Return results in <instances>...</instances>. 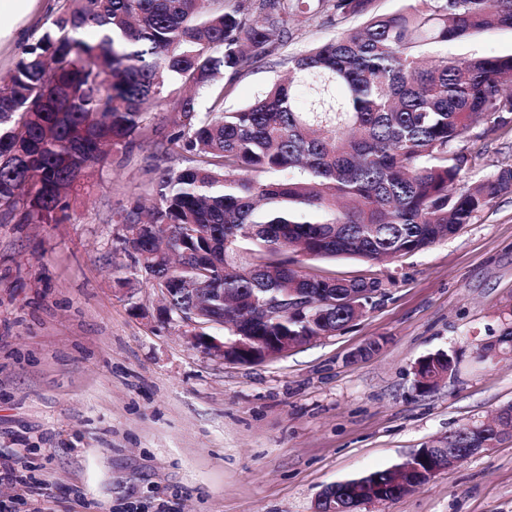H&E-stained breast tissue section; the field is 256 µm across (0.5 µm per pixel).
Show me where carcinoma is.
Wrapping results in <instances>:
<instances>
[{"instance_id": "cac0c4a2", "label": "carcinoma", "mask_w": 512, "mask_h": 512, "mask_svg": "<svg viewBox=\"0 0 512 512\" xmlns=\"http://www.w3.org/2000/svg\"><path fill=\"white\" fill-rule=\"evenodd\" d=\"M65 2L16 66L0 71V223H64L84 176L149 129L147 105L174 114L177 131L162 149L185 166L161 171L151 206L111 217L144 225L118 236L133 255L124 281L176 289L175 308L194 305L183 289H208L200 321L226 337L236 312L249 309L254 318L240 330L258 345L337 336L371 305L363 293L384 296L386 283L308 273L292 254L404 258L512 194L510 164L463 180L482 160L464 143L512 127V55H448L452 42L512 30V0H407L389 15L375 12V0ZM318 15L336 37L288 58V78L255 103L224 110L239 69ZM351 18L361 24L344 26ZM85 28L95 42L74 37ZM187 88L210 92V110L197 111ZM272 295L313 306L266 320L261 302ZM492 345L512 358V302ZM456 371L445 351L414 367L422 392ZM500 413L458 447L501 442L512 405ZM413 457L425 470L437 449ZM400 479L404 471L390 468L366 477L393 499L408 493Z\"/></svg>"}]
</instances>
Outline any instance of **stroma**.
<instances>
[{
    "instance_id": "stroma-1",
    "label": "stroma",
    "mask_w": 512,
    "mask_h": 512,
    "mask_svg": "<svg viewBox=\"0 0 512 512\" xmlns=\"http://www.w3.org/2000/svg\"><path fill=\"white\" fill-rule=\"evenodd\" d=\"M63 0H30L5 19L0 70L50 26ZM316 17L275 55L248 61L224 108L254 102L288 57L335 37ZM461 56L512 54V31L454 43ZM172 115L115 148L63 224L0 223V502L9 512H315L327 486L403 463L414 450L512 404V360L479 358L512 298V194L454 236L397 262L303 259L305 270L387 280L359 321L287 358L219 363L158 317L156 292H128L131 263L113 212L147 196ZM468 183L512 163V130L472 142ZM380 346L358 356L371 340ZM446 350L458 371L430 392L414 366ZM38 489L21 490L6 464ZM360 512H512V440Z\"/></svg>"
}]
</instances>
